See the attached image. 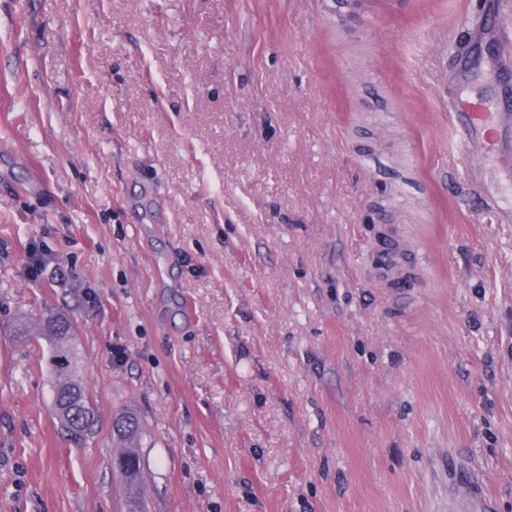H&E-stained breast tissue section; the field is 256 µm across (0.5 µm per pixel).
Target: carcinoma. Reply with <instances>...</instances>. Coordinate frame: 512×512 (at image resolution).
Here are the masks:
<instances>
[{
  "label": "carcinoma",
  "instance_id": "cac0c4a2",
  "mask_svg": "<svg viewBox=\"0 0 512 512\" xmlns=\"http://www.w3.org/2000/svg\"><path fill=\"white\" fill-rule=\"evenodd\" d=\"M16 336H39L51 347L50 356L66 357L67 366L49 364L53 383V411L60 423L67 421L83 426L77 434L81 438L94 432L98 420L95 417L94 401L79 374V353L72 343L74 329L64 318L47 322L41 317L33 322L24 319L14 326ZM138 432V422L130 415L115 420L112 424V439L125 446L113 458V468L124 470L122 482L126 488V512H143L137 495L142 477V460L139 453L128 447Z\"/></svg>",
  "mask_w": 512,
  "mask_h": 512
}]
</instances>
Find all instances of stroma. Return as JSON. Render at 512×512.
Wrapping results in <instances>:
<instances>
[{"mask_svg": "<svg viewBox=\"0 0 512 512\" xmlns=\"http://www.w3.org/2000/svg\"><path fill=\"white\" fill-rule=\"evenodd\" d=\"M497 2L0 0V512H123L128 413L143 512H512ZM459 137L469 141L473 134L501 127H512L511 112H487L483 107L463 102L457 109ZM52 318L53 316L41 317L31 323L21 319L15 324L13 332L14 336H40L50 344L48 364L53 383V411L61 427L65 426L68 420L74 424H82L83 429L75 435L81 438L92 434L98 424L94 412L95 404L79 374V353L72 343V337L75 335L73 326L64 318L45 323V319ZM62 354L67 366L54 365V356L60 357ZM86 412L91 415L89 420ZM138 428V422L130 415L121 417L112 424L113 441L125 446V449L113 458V468L119 473L125 467L124 477L120 479L126 488V512H143L137 495L142 477L141 456L134 448L126 447V444L134 440Z\"/></svg>", "mask_w": 512, "mask_h": 512, "instance_id": "obj_1", "label": "stroma"}]
</instances>
